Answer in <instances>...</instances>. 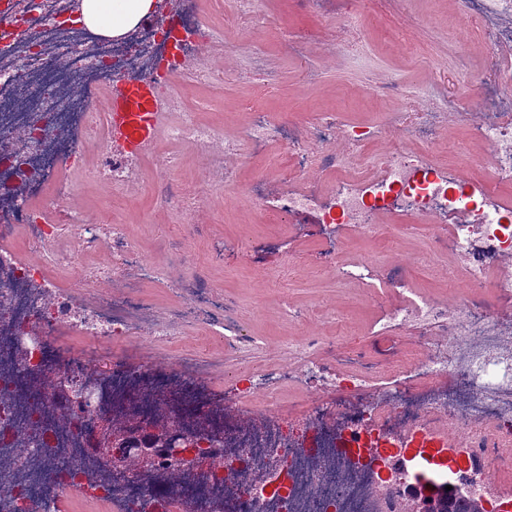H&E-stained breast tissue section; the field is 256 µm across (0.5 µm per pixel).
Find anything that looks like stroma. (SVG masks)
<instances>
[{
  "label": "stroma",
  "instance_id": "1",
  "mask_svg": "<svg viewBox=\"0 0 512 512\" xmlns=\"http://www.w3.org/2000/svg\"><path fill=\"white\" fill-rule=\"evenodd\" d=\"M351 9V0H334L332 12L324 16L307 0H265L261 39L243 32L230 44L216 40L206 60L214 82L180 80L177 89L189 111L234 136L243 121L240 105L265 70L274 72L277 80L262 105L279 119L297 122L307 105L320 112L342 113L348 121L375 124L381 109L365 86L368 71L394 81L401 93L409 94L426 83V63L440 64L448 81L436 86L435 92L450 100L460 71L477 75L485 68L483 57L462 46L468 32H460L459 42L448 39L458 0H361L362 21L353 29L344 25ZM333 43L344 44L346 55L327 52V45ZM169 150L164 141L154 140L151 151L142 157L138 187L120 198L110 197L95 180L76 177L70 206L103 223L119 220L145 254L156 255L158 245L172 233V211L152 191L156 161ZM283 154L279 144L273 145L267 158L242 152L235 185L216 190L206 180L212 158L181 150L173 183L195 190L202 201L199 222L183 241L184 252L194 261L172 267L168 287L150 284L138 294L139 302L161 318L172 307L188 308L198 298L221 293L233 330L252 338L254 349L241 355L193 316L183 322L173 342L138 330L125 349L132 363L157 359L162 372L170 376L182 356L201 352L214 359L211 373L197 385L234 422L263 420L262 413L242 408L239 390L247 383V362L274 368L287 360L289 345L309 342L314 359L342 372L349 361L382 359L416 341V333L409 330L376 335L380 305L396 303L397 294L364 283L338 284L334 260L368 254L390 275H407L419 290L435 298L451 301L458 296L448 282L452 259L431 269L420 261L430 245L427 225L390 240L367 237L342 224H320L311 214L272 221L254 204L242 209L229 205V198L248 195L261 180L266 185L264 205L273 207L276 196L289 186L281 168L271 164Z\"/></svg>",
  "mask_w": 512,
  "mask_h": 512
}]
</instances>
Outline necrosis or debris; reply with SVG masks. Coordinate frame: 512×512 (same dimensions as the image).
<instances>
[{"label":"necrosis or debris","mask_w":512,"mask_h":512,"mask_svg":"<svg viewBox=\"0 0 512 512\" xmlns=\"http://www.w3.org/2000/svg\"><path fill=\"white\" fill-rule=\"evenodd\" d=\"M0 0V512H56L66 497L118 505L121 512H405L413 476L401 464L402 448L421 437L447 439L459 447L493 444V463L512 471V326L498 309L459 297L455 302L425 295L408 277L394 281L400 303L379 317L383 334L418 330L426 355L420 382L385 390L378 402L352 407L342 388H358L371 377L361 365L348 376L320 373L308 361L307 346L296 353L305 370L321 374L322 387L337 392L335 407L312 403L302 426L283 415L279 391L290 382L287 365L277 370L252 367L253 377H271L261 428L215 424L213 448L223 455L221 476H194L160 488L141 473L92 457L84 435L99 422L97 406L66 420V408L49 383L58 370L51 344L69 329L90 350L109 355L106 369L85 359L68 362L66 375L93 382L107 404L134 418L152 412L153 395L168 394L169 378L156 374L152 361L128 364L125 345L139 322V288L165 281L171 257L145 255L120 222L87 229L81 216L65 212L74 190L71 175L92 173L109 195L118 196L140 180L126 146L110 140L106 122L93 111L88 93L124 84L154 92L163 118L156 133L169 145L212 154H239L248 146L262 155L286 145L290 188L278 201L279 213H306L329 192L339 223L373 237H390L392 225L424 224L433 247L427 265L452 256L471 287L496 291L501 307L512 305V225L496 188L512 183V0H462L458 23L478 31L476 45L487 60L483 95L472 102L460 90L453 104L430 97L426 110L417 96H397L393 83L369 78L377 100L397 97L385 123L346 125L333 112L306 111L298 123H285L248 102L241 137L186 111L174 85L183 63L204 53L212 29L191 23V35L173 45L152 19L138 22L128 41L113 43L106 55L92 52L70 0ZM465 126L469 142L487 152L489 179L458 184L455 168L433 162L432 148L449 128ZM100 139L109 157L88 168L82 144ZM175 154L158 162L154 185L175 214L190 224L199 197L174 191ZM67 169L69 178L58 177ZM321 180H313L311 172ZM54 180L51 202L35 205L46 180ZM64 212L61 221L52 220ZM21 235L35 247H51L49 260H26L11 246ZM108 247L112 263L92 266L90 253ZM86 267L82 282L66 284L69 270ZM134 269L120 289L108 285L119 271ZM178 404L170 419L196 430L188 409L203 407L195 382L207 372L200 355L181 359ZM454 421V431L441 419ZM359 437L374 445L373 458L359 457L346 442Z\"/></svg>","instance_id":"4bbe7bcc"}]
</instances>
